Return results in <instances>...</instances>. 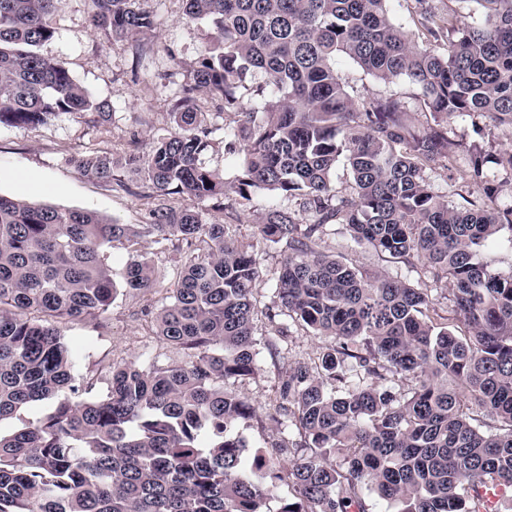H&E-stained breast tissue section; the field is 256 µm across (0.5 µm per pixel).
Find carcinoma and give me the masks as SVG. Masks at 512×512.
Wrapping results in <instances>:
<instances>
[{"instance_id": "cac0c4a2", "label": "carcinoma", "mask_w": 512, "mask_h": 512, "mask_svg": "<svg viewBox=\"0 0 512 512\" xmlns=\"http://www.w3.org/2000/svg\"><path fill=\"white\" fill-rule=\"evenodd\" d=\"M63 0H0V125L37 126L63 113L101 111L61 62L37 47ZM213 35L172 105L173 128L128 160L151 189L143 224L0 195V421L49 401L53 410L0 435V512H477L473 492L512 485V271L482 257L512 236L487 167L512 171V152L453 141L448 117L512 122V0H478L486 22L461 29L453 11L424 10L431 40L417 45L388 0H182ZM93 25L115 40L152 28L138 0H89ZM345 56L383 82L417 90L425 120L400 97L356 98L336 72ZM258 106H242L238 90ZM224 101L228 184L205 164L215 128L195 106ZM468 157L475 202L454 205L431 174ZM344 163L350 190L333 176ZM87 177L125 182L108 154L75 160ZM266 192L258 235L281 256L267 314L273 353L291 328L330 339L318 364L290 367L266 420L298 438L247 449L238 426L255 407L226 388L258 367L256 257L175 195L224 210ZM339 225L350 242L396 264L423 263L440 300L386 272L362 269L320 242ZM175 255L176 288L162 306L139 239ZM127 244L116 284L103 247ZM125 291L142 301L156 336L183 364L112 366L107 395L85 399L76 353L57 324L112 311Z\"/></svg>"}]
</instances>
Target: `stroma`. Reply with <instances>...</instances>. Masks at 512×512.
<instances>
[{
    "label": "stroma",
    "instance_id": "1",
    "mask_svg": "<svg viewBox=\"0 0 512 512\" xmlns=\"http://www.w3.org/2000/svg\"><path fill=\"white\" fill-rule=\"evenodd\" d=\"M425 5L453 11L462 28L480 25L484 19V10L476 0H389L394 23L417 42L424 38L419 13ZM140 6L154 14V28L137 40L115 41L93 27L89 0H63L61 10L50 19L55 35L39 45L38 51L63 62L75 81L104 103L105 112L61 114L36 127L0 126V195L65 209L95 210L124 224L143 223L150 201L144 197V184L137 176L126 175V185L121 188L84 177L73 160L93 151L122 159L135 151L148 150L154 137L170 131L173 94L207 41L210 27L186 19L182 0H140ZM336 70L355 97L399 95L408 101L412 111L421 109L414 89L405 81L377 80L343 56L337 58ZM197 105L217 128L206 162L225 182H232L239 162L224 156L220 105L203 93L198 94ZM18 174L37 176L39 187L19 185L14 180ZM269 201L268 194L255 196L235 220L229 219L227 212L212 209L209 203L195 204L206 221L231 224L235 239L259 262L255 292L258 370L249 378L228 380L227 386L258 412L242 429V437L248 445L265 447L279 436L278 431L270 429L264 414L280 401L284 361L314 365L328 343L327 338L300 331L289 337L285 359L274 358L267 348V312L273 301L280 257L261 242L256 218ZM346 255L364 269L400 273L419 288L435 286L425 267L397 268L371 248L355 246ZM139 306L138 298L121 295L108 318L61 325L64 339L77 354L79 374L94 378L92 397L107 393L113 364L131 360L146 366L181 363V353L164 344L152 324L138 315Z\"/></svg>",
    "mask_w": 512,
    "mask_h": 512
}]
</instances>
